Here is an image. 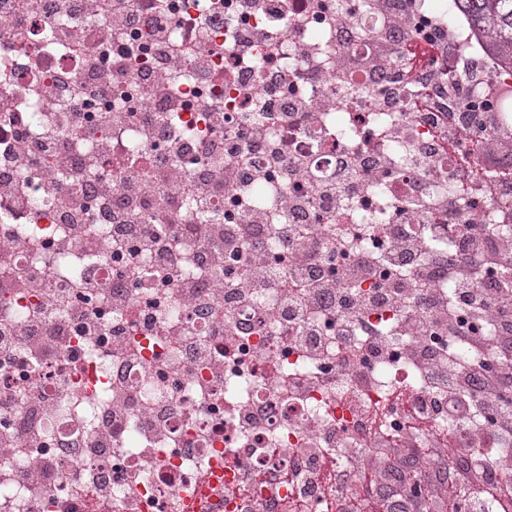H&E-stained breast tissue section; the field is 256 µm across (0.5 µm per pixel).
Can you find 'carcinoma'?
<instances>
[{
	"label": "carcinoma",
	"mask_w": 512,
	"mask_h": 512,
	"mask_svg": "<svg viewBox=\"0 0 512 512\" xmlns=\"http://www.w3.org/2000/svg\"><path fill=\"white\" fill-rule=\"evenodd\" d=\"M458 9L485 35L489 49L512 67V0H457Z\"/></svg>",
	"instance_id": "1"
}]
</instances>
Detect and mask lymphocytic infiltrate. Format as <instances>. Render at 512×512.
I'll return each mask as SVG.
<instances>
[{
	"label": "lymphocytic infiltrate",
	"instance_id": "f902f5d3",
	"mask_svg": "<svg viewBox=\"0 0 512 512\" xmlns=\"http://www.w3.org/2000/svg\"><path fill=\"white\" fill-rule=\"evenodd\" d=\"M441 39L433 31L423 32L406 48V65L411 76H420L436 66L441 57ZM440 127L452 128L451 137H439L437 148L459 155V176L467 179L477 175L474 161L475 146L468 133L472 118L456 112L443 114ZM447 271L455 283L454 293L447 306L430 309L424 321L407 318L409 328L421 324L447 326L449 334L466 339L469 345H478V337L461 324L458 315L467 312L478 318H488L502 329L495 346V368L487 370L477 366L474 360L445 362L425 351L420 355L424 368L434 378L437 394L447 395L455 401L459 411L480 405L485 412L498 417L496 429L486 441L493 447L504 449L512 445V407L503 405L500 392L512 382V287L494 285L482 288L478 285V268L448 265ZM427 427V417L420 412L411 413L405 428L404 439L412 441ZM476 440L474 432L463 430L453 435L451 443L437 444L429 452L427 463L416 465L412 473L397 477L395 484H388L389 466L403 467L413 454L405 446L390 445L386 448L367 447L365 440H358L355 447L346 449V467L361 475V497L353 499L337 495L336 512H357L358 503L367 500L375 503L376 512H424L428 497H439L448 490V480L443 472L449 447H456L463 461L458 475L462 482L480 487L483 499L492 504L494 512H512V467H502L494 472L474 468L468 462L467 450Z\"/></svg>",
	"mask_w": 512,
	"mask_h": 512
}]
</instances>
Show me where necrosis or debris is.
<instances>
[{"label": "necrosis or debris", "instance_id": "4bbe7bcc", "mask_svg": "<svg viewBox=\"0 0 512 512\" xmlns=\"http://www.w3.org/2000/svg\"><path fill=\"white\" fill-rule=\"evenodd\" d=\"M422 29L438 107L494 105L465 182L396 78ZM511 150L512 68L454 0H0V512H335L298 457L411 406L432 447L458 414L413 354L456 342L403 315L447 304L463 226L496 250Z\"/></svg>", "mask_w": 512, "mask_h": 512}]
</instances>
